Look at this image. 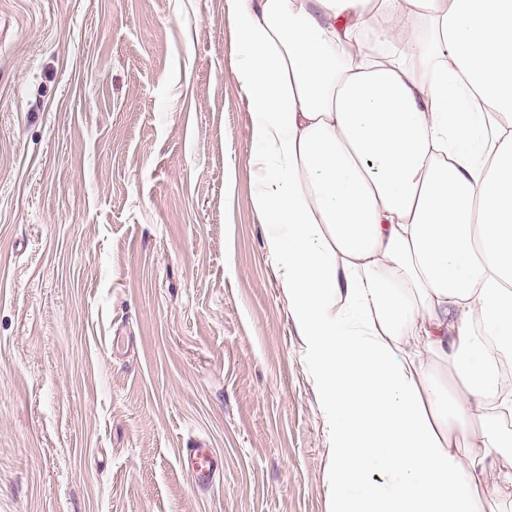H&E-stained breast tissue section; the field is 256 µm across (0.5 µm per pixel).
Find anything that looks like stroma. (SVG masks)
Masks as SVG:
<instances>
[{"instance_id":"obj_1","label":"stroma","mask_w":512,"mask_h":512,"mask_svg":"<svg viewBox=\"0 0 512 512\" xmlns=\"http://www.w3.org/2000/svg\"><path fill=\"white\" fill-rule=\"evenodd\" d=\"M224 2L0 0V512H331ZM181 462L186 470L204 484L211 483L222 468L221 460L209 448L200 444L182 449Z\"/></svg>"}]
</instances>
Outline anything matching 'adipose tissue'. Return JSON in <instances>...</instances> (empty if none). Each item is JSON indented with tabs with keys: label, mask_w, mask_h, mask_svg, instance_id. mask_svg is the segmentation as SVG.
Segmentation results:
<instances>
[{
	"label": "adipose tissue",
	"mask_w": 512,
	"mask_h": 512,
	"mask_svg": "<svg viewBox=\"0 0 512 512\" xmlns=\"http://www.w3.org/2000/svg\"><path fill=\"white\" fill-rule=\"evenodd\" d=\"M332 512L512 488V0H226Z\"/></svg>",
	"instance_id": "1"
}]
</instances>
